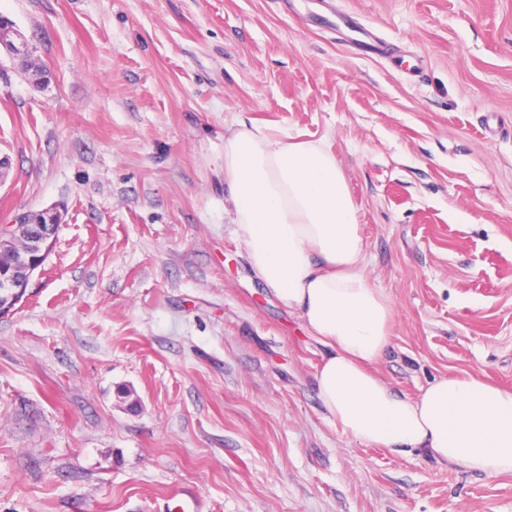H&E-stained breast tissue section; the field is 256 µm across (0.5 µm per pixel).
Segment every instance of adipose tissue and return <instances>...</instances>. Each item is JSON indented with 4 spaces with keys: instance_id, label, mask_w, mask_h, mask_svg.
Masks as SVG:
<instances>
[{
    "instance_id": "ef3b65f1",
    "label": "adipose tissue",
    "mask_w": 512,
    "mask_h": 512,
    "mask_svg": "<svg viewBox=\"0 0 512 512\" xmlns=\"http://www.w3.org/2000/svg\"><path fill=\"white\" fill-rule=\"evenodd\" d=\"M224 187L253 273L329 349L318 397L346 434L487 478L512 474V389L445 377L409 397L377 372L395 311L367 273L358 209L323 141L238 121L224 135Z\"/></svg>"
}]
</instances>
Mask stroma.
Listing matches in <instances>:
<instances>
[{
    "instance_id": "35a3bbf8",
    "label": "stroma",
    "mask_w": 512,
    "mask_h": 512,
    "mask_svg": "<svg viewBox=\"0 0 512 512\" xmlns=\"http://www.w3.org/2000/svg\"><path fill=\"white\" fill-rule=\"evenodd\" d=\"M0 224L57 208L0 315V512H512L488 479L343 433L328 349L224 214L237 121L320 139L395 308L396 391L512 389V0H0ZM0 26V53H6L9 57L24 61L28 65L29 80L33 85H44L49 83V71L40 61L36 49L29 43L23 33L10 26L3 31ZM7 31L8 35L3 37Z\"/></svg>"
}]
</instances>
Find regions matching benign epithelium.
<instances>
[{"mask_svg":"<svg viewBox=\"0 0 512 512\" xmlns=\"http://www.w3.org/2000/svg\"><path fill=\"white\" fill-rule=\"evenodd\" d=\"M19 59L28 65L29 80L34 85L49 83V71L40 61L36 49L29 43L23 33L8 28V35H3L0 28V53ZM32 216L28 233H20V224L11 222L16 233L0 238V244H7L16 252V262L9 267L0 268V315L12 310L24 296L34 275L41 268L52 251L55 237L52 227L60 223V214L54 209L30 211Z\"/></svg>","mask_w":512,"mask_h":512,"instance_id":"1","label":"benign epithelium"}]
</instances>
